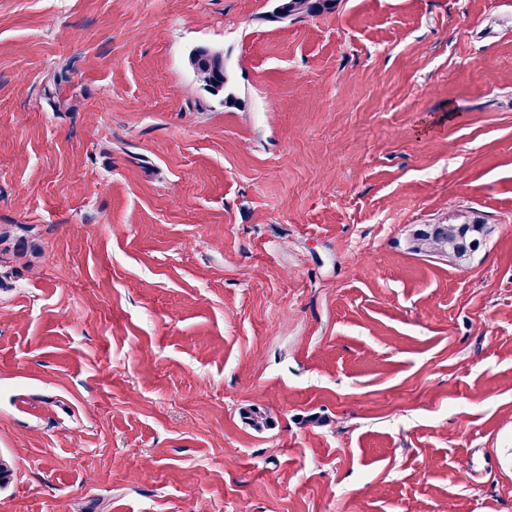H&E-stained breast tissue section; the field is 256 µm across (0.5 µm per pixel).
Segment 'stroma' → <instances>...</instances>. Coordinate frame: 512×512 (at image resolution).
Masks as SVG:
<instances>
[{"mask_svg":"<svg viewBox=\"0 0 512 512\" xmlns=\"http://www.w3.org/2000/svg\"><path fill=\"white\" fill-rule=\"evenodd\" d=\"M272 7L0 0V512H512V0ZM271 12L273 19H301L336 9L338 0H275ZM191 65L200 88L211 96H223L227 85L224 53L208 47H197L191 53ZM491 231L489 224L471 215L456 214L448 224H423L411 238V251L429 257L465 260Z\"/></svg>","mask_w":512,"mask_h":512,"instance_id":"35a3bbf8","label":"stroma"}]
</instances>
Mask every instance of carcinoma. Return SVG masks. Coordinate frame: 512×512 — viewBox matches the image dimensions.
I'll return each instance as SVG.
<instances>
[{
	"mask_svg": "<svg viewBox=\"0 0 512 512\" xmlns=\"http://www.w3.org/2000/svg\"><path fill=\"white\" fill-rule=\"evenodd\" d=\"M338 0H275L271 16L277 20L301 19L336 9ZM191 65L200 88L211 96L225 94L227 75L224 53L197 47L191 53ZM491 227L479 218L457 214L446 224H423L411 238V251L429 257L464 260L475 252Z\"/></svg>",
	"mask_w": 512,
	"mask_h": 512,
	"instance_id": "cac0c4a2",
	"label": "carcinoma"
}]
</instances>
